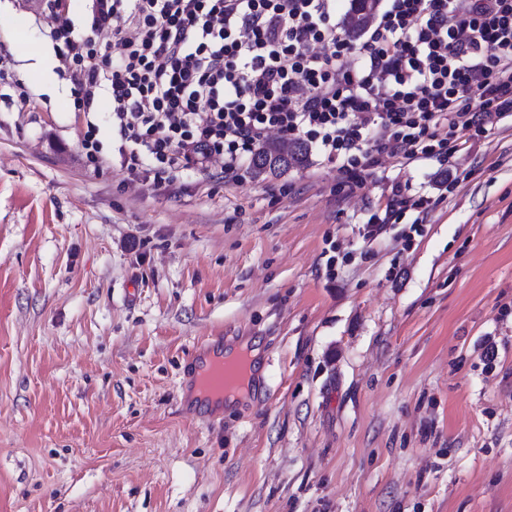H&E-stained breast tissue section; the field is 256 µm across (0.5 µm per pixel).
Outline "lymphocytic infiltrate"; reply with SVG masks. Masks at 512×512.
Wrapping results in <instances>:
<instances>
[{
  "mask_svg": "<svg viewBox=\"0 0 512 512\" xmlns=\"http://www.w3.org/2000/svg\"><path fill=\"white\" fill-rule=\"evenodd\" d=\"M337 0H45L84 115L82 148L107 112L131 180L162 185L206 173L214 156L240 181L271 134L309 142L347 188L392 160L447 161L512 118V0H384L359 37ZM111 30L119 56L97 49ZM367 221L377 236L431 200L406 186Z\"/></svg>",
  "mask_w": 512,
  "mask_h": 512,
  "instance_id": "f902f5d3",
  "label": "lymphocytic infiltrate"
}]
</instances>
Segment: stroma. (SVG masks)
Wrapping results in <instances>:
<instances>
[{"label":"stroma","mask_w":512,"mask_h":512,"mask_svg":"<svg viewBox=\"0 0 512 512\" xmlns=\"http://www.w3.org/2000/svg\"><path fill=\"white\" fill-rule=\"evenodd\" d=\"M52 24L0 0L39 105L0 102V512H512V124L350 195L314 151L142 185L84 157ZM392 179L434 204L366 236ZM209 336L263 363L217 418L182 405Z\"/></svg>","instance_id":"35a3bbf8"}]
</instances>
